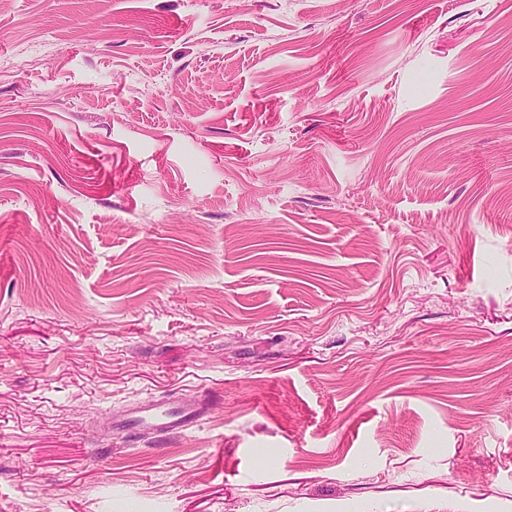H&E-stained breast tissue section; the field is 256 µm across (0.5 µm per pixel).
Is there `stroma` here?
<instances>
[{
  "label": "stroma",
  "mask_w": 512,
  "mask_h": 512,
  "mask_svg": "<svg viewBox=\"0 0 512 512\" xmlns=\"http://www.w3.org/2000/svg\"><path fill=\"white\" fill-rule=\"evenodd\" d=\"M0 512H512V0H0ZM208 407L205 399L194 396L146 399L125 412L111 414L112 432L127 439L179 433L200 421Z\"/></svg>",
  "instance_id": "obj_1"
}]
</instances>
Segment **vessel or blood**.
<instances>
[{"instance_id": "vessel-or-blood-1", "label": "vessel or blood", "mask_w": 512, "mask_h": 512, "mask_svg": "<svg viewBox=\"0 0 512 512\" xmlns=\"http://www.w3.org/2000/svg\"><path fill=\"white\" fill-rule=\"evenodd\" d=\"M207 410V401L194 396L147 399L113 414L111 427L113 433L128 439L170 435L200 421Z\"/></svg>"}]
</instances>
